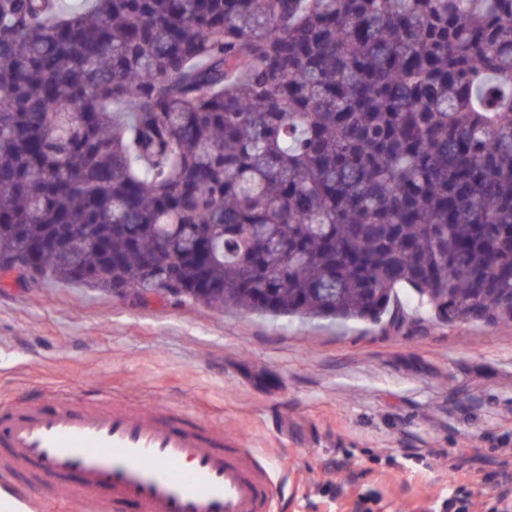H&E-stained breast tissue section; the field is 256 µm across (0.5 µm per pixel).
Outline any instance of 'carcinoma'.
<instances>
[{"label": "carcinoma", "mask_w": 512, "mask_h": 512, "mask_svg": "<svg viewBox=\"0 0 512 512\" xmlns=\"http://www.w3.org/2000/svg\"><path fill=\"white\" fill-rule=\"evenodd\" d=\"M512 323V0H0V273Z\"/></svg>", "instance_id": "carcinoma-1"}]
</instances>
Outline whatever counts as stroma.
Returning <instances> with one entry per match:
<instances>
[{
    "mask_svg": "<svg viewBox=\"0 0 512 512\" xmlns=\"http://www.w3.org/2000/svg\"><path fill=\"white\" fill-rule=\"evenodd\" d=\"M399 300L398 326L339 324L15 277L0 281V403L96 387L189 408L272 468L276 512H449L461 486L469 512H495L512 502V324Z\"/></svg>",
    "mask_w": 512,
    "mask_h": 512,
    "instance_id": "1",
    "label": "stroma"
}]
</instances>
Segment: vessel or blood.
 Returning a JSON list of instances; mask_svg holds the SVG:
<instances>
[{
  "label": "vessel or blood",
  "instance_id": "1",
  "mask_svg": "<svg viewBox=\"0 0 512 512\" xmlns=\"http://www.w3.org/2000/svg\"><path fill=\"white\" fill-rule=\"evenodd\" d=\"M79 484H72V475ZM24 483H17V476ZM46 483L51 500L31 497ZM0 485L28 512H272L274 474L242 441L198 424L180 408L119 406L107 396H58L51 409L0 406Z\"/></svg>",
  "mask_w": 512,
  "mask_h": 512
}]
</instances>
